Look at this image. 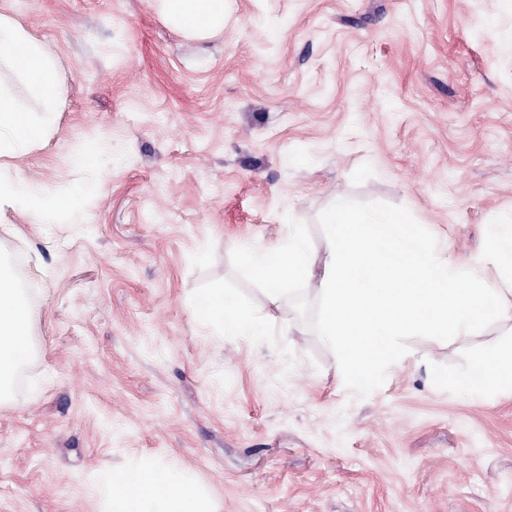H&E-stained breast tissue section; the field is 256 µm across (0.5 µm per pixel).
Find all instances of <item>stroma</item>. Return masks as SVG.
I'll return each mask as SVG.
<instances>
[{
  "label": "stroma",
  "instance_id": "obj_1",
  "mask_svg": "<svg viewBox=\"0 0 512 512\" xmlns=\"http://www.w3.org/2000/svg\"><path fill=\"white\" fill-rule=\"evenodd\" d=\"M57 65L46 108L11 62L0 90L45 126L0 156L85 209L37 224L0 206L32 354L0 401V512H101L102 475L184 473L211 512H512V393L465 371L512 323L409 340L357 398L293 302L230 259L336 196L406 207L456 256L512 215V0H224L188 39L149 0H0ZM102 145L97 164L78 149ZM267 326L219 335L214 289Z\"/></svg>",
  "mask_w": 512,
  "mask_h": 512
}]
</instances>
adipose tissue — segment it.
<instances>
[{
  "label": "adipose tissue",
  "instance_id": "adipose-tissue-1",
  "mask_svg": "<svg viewBox=\"0 0 512 512\" xmlns=\"http://www.w3.org/2000/svg\"><path fill=\"white\" fill-rule=\"evenodd\" d=\"M162 17L185 37L198 38L224 29V0H155ZM24 60L23 72L45 101L57 94V69L43 45L8 16L0 15V57ZM43 126L0 94V156L40 140ZM88 190L73 189L68 198L49 194L28 177L0 180V203L16 208L18 218L36 223L51 213L73 209L75 200L89 198ZM197 315L228 336H256L265 326L236 298L215 294ZM31 347V308L13 275L0 271V400L6 399L18 370L17 353ZM468 392L489 387L512 390V351L477 362L464 382ZM103 512H207L199 488L180 474L135 464L111 474L97 485Z\"/></svg>",
  "mask_w": 512,
  "mask_h": 512
}]
</instances>
